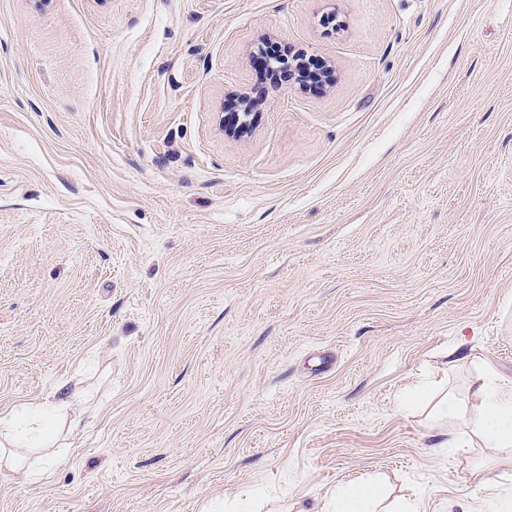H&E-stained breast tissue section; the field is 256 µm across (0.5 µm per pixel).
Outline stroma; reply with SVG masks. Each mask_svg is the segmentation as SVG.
Returning <instances> with one entry per match:
<instances>
[{"mask_svg": "<svg viewBox=\"0 0 512 512\" xmlns=\"http://www.w3.org/2000/svg\"><path fill=\"white\" fill-rule=\"evenodd\" d=\"M319 85L258 70L266 44ZM258 99L241 136L223 120ZM512 374V0H0V414L98 412L0 512H487L429 377ZM385 499L386 493L380 482L361 477L336 490L333 512H420L414 502L380 508Z\"/></svg>", "mask_w": 512, "mask_h": 512, "instance_id": "obj_1", "label": "stroma"}]
</instances>
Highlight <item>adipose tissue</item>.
<instances>
[{
    "mask_svg": "<svg viewBox=\"0 0 512 512\" xmlns=\"http://www.w3.org/2000/svg\"><path fill=\"white\" fill-rule=\"evenodd\" d=\"M472 404H460L452 395L435 399L432 412L437 421L463 428L464 437L476 438L501 461L512 462V375L485 366L471 383ZM88 398L74 393L54 395L25 404L20 410L0 415V468L22 480L48 478L49 467L61 458L51 449V440L41 438L42 428L67 420L77 429L82 417L91 412ZM464 437L450 436L451 448L463 445ZM383 485L368 478L349 481L336 492L333 512H419L417 503L406 502L394 508L384 505Z\"/></svg>",
    "mask_w": 512,
    "mask_h": 512,
    "instance_id": "1",
    "label": "adipose tissue"
}]
</instances>
